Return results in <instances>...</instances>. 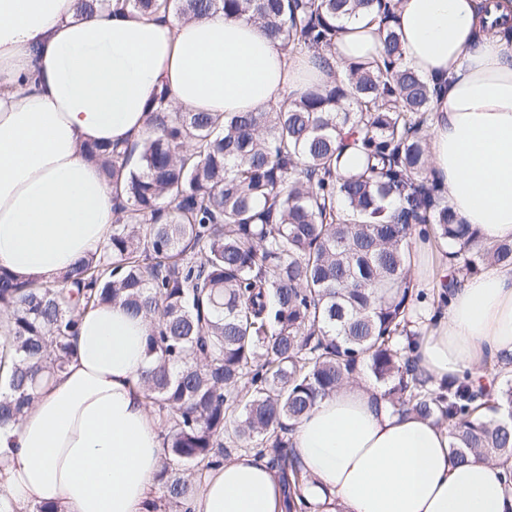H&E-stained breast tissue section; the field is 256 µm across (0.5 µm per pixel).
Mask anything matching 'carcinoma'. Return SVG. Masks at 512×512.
Segmentation results:
<instances>
[{
    "mask_svg": "<svg viewBox=\"0 0 512 512\" xmlns=\"http://www.w3.org/2000/svg\"><path fill=\"white\" fill-rule=\"evenodd\" d=\"M377 9L383 48L330 85L256 112L151 106L139 162L84 148L116 191L112 233L98 254L50 282L0 270V426L16 422L73 354L84 313L121 303L147 318L142 376L161 419L163 512H191L224 437L268 458L282 512H312L311 476L291 426L317 401L367 374L396 411L448 429L453 458L500 459L512 486V384L435 383L396 340L411 330L413 231L432 239L452 279L432 293L441 312L455 279L512 262L457 221L431 179L426 124L436 88L403 65L389 0H122L121 8L213 10L263 25L291 53L324 59L343 14ZM363 158L345 168L344 148Z\"/></svg>",
    "mask_w": 512,
    "mask_h": 512,
    "instance_id": "cac0c4a2",
    "label": "carcinoma"
}]
</instances>
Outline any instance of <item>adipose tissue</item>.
<instances>
[{"label": "adipose tissue", "instance_id": "adipose-tissue-1", "mask_svg": "<svg viewBox=\"0 0 512 512\" xmlns=\"http://www.w3.org/2000/svg\"><path fill=\"white\" fill-rule=\"evenodd\" d=\"M404 63L437 89L429 161L458 219L488 246L512 240V0H394ZM382 47L379 24L345 17L322 64L246 18L142 15L74 0H0V268L56 279L96 253L116 218L88 143L132 146L161 91L174 108L249 112L334 82ZM411 346L434 380L512 360V266L466 278ZM150 323L119 304L86 312L65 372L0 429V512H153L160 421L140 382ZM291 442L319 512H512L500 462L459 463L448 432L397 413L356 380L318 401ZM265 459L242 453L209 471L192 512H278Z\"/></svg>", "mask_w": 512, "mask_h": 512}]
</instances>
